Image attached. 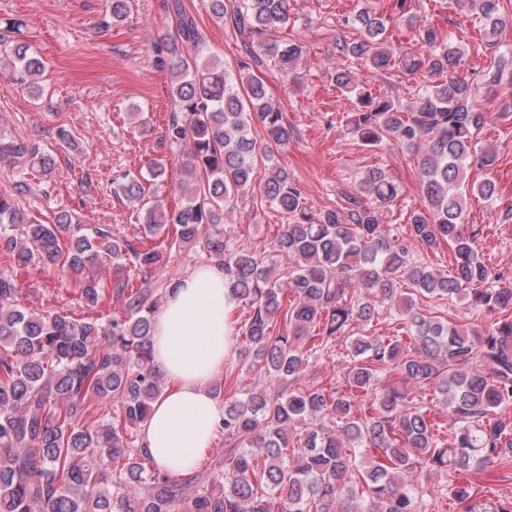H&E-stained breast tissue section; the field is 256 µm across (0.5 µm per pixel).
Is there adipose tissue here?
Here are the masks:
<instances>
[{
	"instance_id": "1",
	"label": "adipose tissue",
	"mask_w": 512,
	"mask_h": 512,
	"mask_svg": "<svg viewBox=\"0 0 512 512\" xmlns=\"http://www.w3.org/2000/svg\"><path fill=\"white\" fill-rule=\"evenodd\" d=\"M237 307L223 269L204 266L181 278L154 318V363L169 386L153 405L142 446L161 468L187 471L213 442L224 406L210 384L232 356Z\"/></svg>"
}]
</instances>
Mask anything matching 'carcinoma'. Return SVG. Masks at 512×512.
<instances>
[{"label":"carcinoma","mask_w":512,"mask_h":512,"mask_svg":"<svg viewBox=\"0 0 512 512\" xmlns=\"http://www.w3.org/2000/svg\"><path fill=\"white\" fill-rule=\"evenodd\" d=\"M481 23L492 58L479 76L489 91L512 97V46L500 36L512 29L504 0H463ZM209 12L250 38L288 21L289 0H206ZM397 17L362 8L345 19L358 37L339 53L373 71L426 74L431 84L412 105L375 95L348 67L333 81L355 97L351 132L364 144L396 140L421 153L418 177L423 206L410 211L407 231L391 232L380 212L400 194L380 168L368 170L362 202L308 213L301 189L273 152L290 143L293 130L267 96L264 83L241 63L233 73L204 58L194 18L171 0L173 38L156 48L170 74V94L180 114L166 131L187 148L191 180L181 185L184 203L174 212L144 203L148 182L162 181L163 161L148 176H126L121 191L144 209L145 237L168 227L174 241L137 245L107 226L86 228L66 213L42 224L0 194V251L8 262L38 263L44 272L75 279L79 298L96 306L104 296L125 298L123 311L105 322L69 315H38L16 303L18 288L0 278V512H420L417 476L512 468V282L494 280L463 228L467 197L493 199L496 155L479 136L493 114L476 99L464 69L466 53L443 40L430 23L414 24L408 0ZM413 26L424 55L390 41L389 30ZM269 60L288 70L305 54L295 41L259 42ZM15 69L31 85L43 64L19 42ZM262 137H257L256 128ZM271 162L258 177L256 157ZM46 172L53 160L25 142L0 144V160ZM485 170L479 184L468 169ZM285 215L272 250L288 258L281 276L247 245H227L220 221L234 200L249 192ZM446 243L451 270L415 261L414 247L430 252ZM202 245L224 266L238 302L250 310L234 355L247 371L264 372L277 385L270 393L245 384L224 401L220 428L237 447L224 468L209 473H166L135 447L166 387L152 361L154 316L178 279L154 298L123 277L129 264L143 279L163 269L168 248ZM110 261L111 283L92 267ZM468 299L495 316L488 330L426 317L423 299ZM405 321L406 340L357 336L350 340L351 367L343 381L304 389L291 384L344 336L352 321L369 324L383 311ZM429 387L436 404L411 403L408 386ZM107 401L120 404L119 423L98 416ZM448 418L453 443L439 438L435 415ZM467 480L448 485V497L464 512H512V501L474 504Z\"/></svg>","instance_id":"1"}]
</instances>
